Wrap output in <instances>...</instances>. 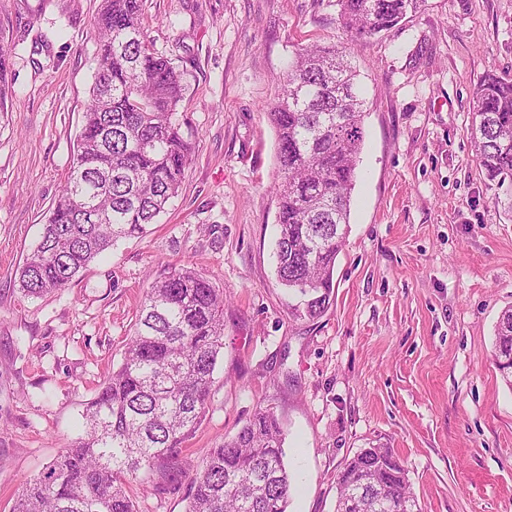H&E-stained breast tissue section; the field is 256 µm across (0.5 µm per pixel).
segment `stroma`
Returning <instances> with one entry per match:
<instances>
[{
  "label": "stroma",
  "instance_id": "1",
  "mask_svg": "<svg viewBox=\"0 0 512 512\" xmlns=\"http://www.w3.org/2000/svg\"><path fill=\"white\" fill-rule=\"evenodd\" d=\"M99 5L0 0V512L74 443L149 282L182 264L224 291V357L184 461L262 407L285 434L288 512H333L345 464L377 444L422 512H512V387L492 358L512 309V186L486 180L470 143L474 84L490 68L512 80V0H426L355 41L336 0H143L146 40L184 72L194 153L180 193L69 288L30 298L18 272L68 176ZM313 41L345 48L366 100L346 245L315 320L275 273L267 117L296 44ZM129 491L136 512H185L190 479L156 471Z\"/></svg>",
  "mask_w": 512,
  "mask_h": 512
}]
</instances>
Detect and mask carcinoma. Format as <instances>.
I'll return each instance as SVG.
<instances>
[{
    "label": "carcinoma",
    "instance_id": "carcinoma-1",
    "mask_svg": "<svg viewBox=\"0 0 512 512\" xmlns=\"http://www.w3.org/2000/svg\"><path fill=\"white\" fill-rule=\"evenodd\" d=\"M351 38L395 27L424 0H337ZM142 0H101L90 100L66 183L42 240L19 272L41 298L69 287L120 239L140 236L181 186L193 142L177 107L183 71L146 42ZM356 71L334 45L295 49L282 96L268 117L276 132V274L314 319L330 303L346 243L350 198L364 141ZM470 131L486 178L512 184V80L488 69L471 94ZM224 355V292L194 267L154 278L123 358L82 413L81 433L37 477L12 512H136L129 484L155 468L180 474V449L206 413ZM495 363L512 362V309L495 330ZM275 414L256 410L196 468L186 512H287L292 477ZM413 503L407 470L385 445L365 448L337 479L335 512H377L380 498Z\"/></svg>",
    "mask_w": 512,
    "mask_h": 512
}]
</instances>
